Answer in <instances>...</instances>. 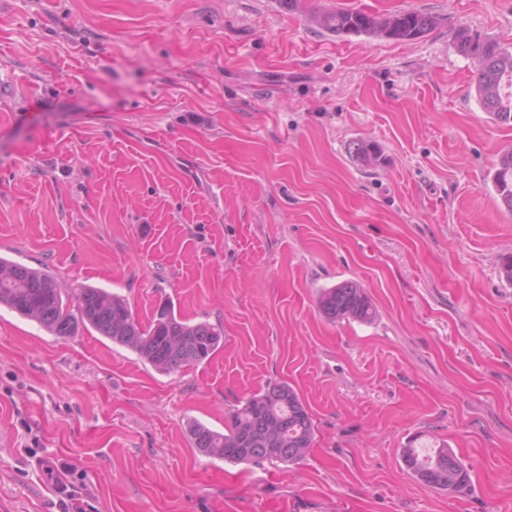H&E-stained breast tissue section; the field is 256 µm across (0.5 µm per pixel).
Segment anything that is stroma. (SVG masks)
<instances>
[{
	"label": "stroma",
	"instance_id": "obj_1",
	"mask_svg": "<svg viewBox=\"0 0 512 512\" xmlns=\"http://www.w3.org/2000/svg\"><path fill=\"white\" fill-rule=\"evenodd\" d=\"M417 11L413 41L319 13ZM512 47V0H0V255L224 330L162 374L95 331L0 307V512H512V150L459 29ZM380 145L366 166L354 141ZM354 280L374 322L332 321ZM291 385L316 441L297 465L202 455L239 401ZM448 442L460 495L401 450ZM493 189L502 203L512 211V152L504 153L492 175ZM318 308L325 317L332 320L370 323L377 315V310L364 288L351 280L321 290ZM65 464L59 466L55 462H49L47 471L54 477L56 492L59 494V507L61 512H86V502L76 495V487L74 481L62 483L57 480L56 474L58 469H66Z\"/></svg>",
	"mask_w": 512,
	"mask_h": 512
}]
</instances>
